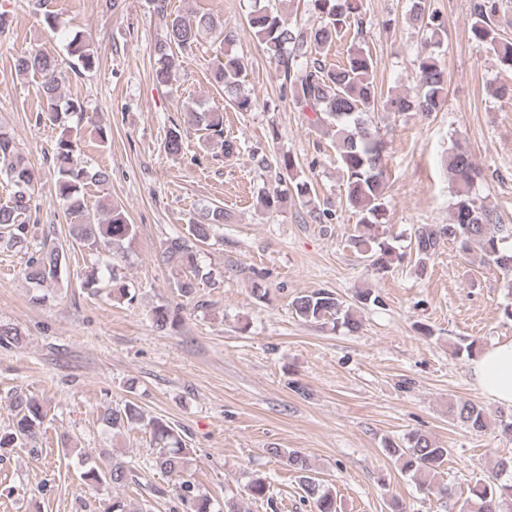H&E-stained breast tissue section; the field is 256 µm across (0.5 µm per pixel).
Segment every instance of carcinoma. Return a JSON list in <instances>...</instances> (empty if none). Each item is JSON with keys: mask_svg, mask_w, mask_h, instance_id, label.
I'll return each mask as SVG.
<instances>
[{"mask_svg": "<svg viewBox=\"0 0 512 512\" xmlns=\"http://www.w3.org/2000/svg\"><path fill=\"white\" fill-rule=\"evenodd\" d=\"M155 11L165 21V39L154 46L155 79L159 83L170 80L178 67L176 50L191 47L205 35L216 33L230 45L235 32L224 27L220 19L209 13L186 21L167 13L166 0H153ZM306 11L319 19L316 26H307L285 19L280 10L262 0H254L246 21L253 28L266 49L277 62V78L289 87L290 102L299 112H311L317 123L334 130L336 161L343 173L346 203L357 217L351 244L361 258L377 273L390 271L395 259L392 245L380 220L386 211V142L374 125L379 109L388 112L437 111L448 91V70L442 59L432 51L424 50L417 57L411 91L404 96L382 99L374 80L375 60L363 44L348 51L343 64L328 68L320 60L323 51L341 39L351 29L363 34L361 0H305ZM502 0H475L470 31L478 49L493 55L498 64L512 71V41L502 37L497 18ZM408 19L417 27L441 37L446 32L444 21L426 9V0H411ZM67 51L73 65L91 71L97 57L89 39L82 31L69 34ZM245 65L238 55L224 52V60L213 67V81L224 92V102L237 112H251L257 106L256 98L244 92L242 75ZM16 73L37 79L41 112L55 124L69 116L83 119L86 110L77 99L62 96L60 86L65 75L55 57L44 52L24 51L16 58ZM186 123L202 132L203 145L218 149L230 156L237 151L236 144L224 137V113L200 104L186 108ZM166 152L176 156L182 152L183 138L177 127L168 130L164 144ZM80 139L63 130L56 140L53 152L54 195L69 221L72 237L90 251H106L111 256L125 257L127 247L137 236L136 226L127 223L123 213L110 203L99 205L93 211L87 204L85 189L90 183L104 185L110 174L106 169H91L80 161ZM277 185L262 188L256 201L260 208L277 211L288 205L290 195H296L309 208V216L324 223L330 212L316 205L310 183L301 179L295 159L288 153L276 157ZM448 173L455 184L452 218L447 224H419L411 235V252L418 275L427 274L428 265L441 243L451 241L459 251L470 254L479 250V263L494 266L511 276L512 249L504 247L512 239V227L502 224L496 212L477 203L471 190L477 170L469 154L456 148L448 152ZM0 172L6 174L14 191L9 201L0 206V227L7 236L0 240L6 248L25 247L30 232L26 224L31 210L33 173L18 152L10 129L0 124ZM226 215L219 205L200 210L198 218L187 225L185 232L167 240L161 252V261L175 274L174 286L183 297L196 292L199 282L210 280L213 273L198 263L199 246L211 237L214 227L224 223ZM66 266L63 251L52 248L31 255L24 269L28 282L47 288L58 281ZM108 287L112 299L132 303L126 276L118 262L106 266ZM381 303L379 296L369 289L355 291L348 302L335 292L316 289L295 296L291 302L296 316L305 323L332 324L350 332L360 328L356 308L360 305ZM151 321L156 330L167 333L176 330L181 322L180 310L158 305L151 310ZM12 426L0 432V450L21 448L41 434L47 411L42 403L23 394L14 393L9 400ZM448 412L462 426L482 432L491 425V416L470 400H458ZM100 420L112 432L137 426L150 430L153 448V466L162 474L179 479V497L188 507L187 512H214L211 498L195 490L194 484L184 478L189 449L182 436L166 420L148 418L133 401L122 407H106ZM384 449L402 464V470L412 474L427 493L446 500L458 512H512V482L503 479L512 471V459L502 460L497 469L470 488L462 504H457L455 492L441 476V468L448 461V449L441 447L431 436L415 431L404 442L386 441ZM269 453L286 461L300 474L305 499L314 506V512H338L336 492L319 481L298 451L271 448ZM81 468V479L88 485L120 486L126 483L132 468L124 461L92 457L83 450L76 453ZM268 483L254 476L246 486V493L255 500L265 499Z\"/></svg>", "mask_w": 512, "mask_h": 512, "instance_id": "carcinoma-1", "label": "carcinoma"}]
</instances>
